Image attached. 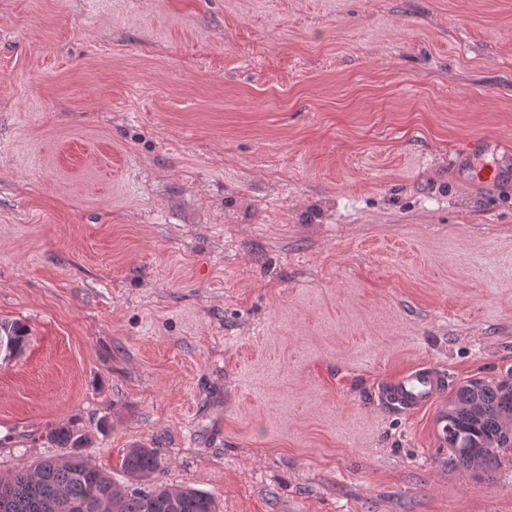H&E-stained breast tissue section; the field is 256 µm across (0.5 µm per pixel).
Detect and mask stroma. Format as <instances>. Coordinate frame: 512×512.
<instances>
[{
  "mask_svg": "<svg viewBox=\"0 0 512 512\" xmlns=\"http://www.w3.org/2000/svg\"><path fill=\"white\" fill-rule=\"evenodd\" d=\"M512 0H0V475L87 432L218 512H512L436 409L512 370ZM499 149V143L494 138L479 139L466 145L457 153L459 159L475 160L477 157L487 154L496 155ZM30 333L27 326L21 322L0 324V353L4 358L22 353L30 343ZM447 390V380L431 364L401 373L385 388V399L400 410L417 411L437 402Z\"/></svg>",
  "mask_w": 512,
  "mask_h": 512,
  "instance_id": "35a3bbf8",
  "label": "stroma"
}]
</instances>
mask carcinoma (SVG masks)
<instances>
[{
	"mask_svg": "<svg viewBox=\"0 0 512 512\" xmlns=\"http://www.w3.org/2000/svg\"><path fill=\"white\" fill-rule=\"evenodd\" d=\"M30 343L29 330L21 322L0 324V353H22ZM512 375L498 381L474 379L459 386L448 400L449 456L462 468L476 456L480 470H492L500 454L512 450ZM48 442L59 452L29 466L0 476V512H98L97 502L111 479L82 453L86 433L74 427L47 431ZM131 483L154 479L162 461L154 448H131L122 461ZM108 512H216L213 500L192 488L170 489L155 482L151 489L134 488L112 496Z\"/></svg>",
	"mask_w": 512,
	"mask_h": 512,
	"instance_id": "obj_1",
	"label": "carcinoma"
}]
</instances>
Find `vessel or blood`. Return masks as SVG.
<instances>
[{
    "label": "vessel or blood",
    "instance_id": "vessel-or-blood-1",
    "mask_svg": "<svg viewBox=\"0 0 512 512\" xmlns=\"http://www.w3.org/2000/svg\"><path fill=\"white\" fill-rule=\"evenodd\" d=\"M499 143L493 138H483L466 145L459 158L473 160L487 154H497ZM447 390V381L440 371L430 364H420L401 373L385 388V399L398 409L417 411L437 402Z\"/></svg>",
    "mask_w": 512,
    "mask_h": 512
}]
</instances>
